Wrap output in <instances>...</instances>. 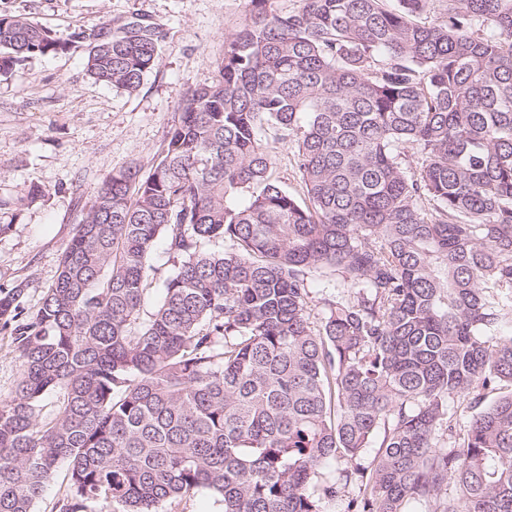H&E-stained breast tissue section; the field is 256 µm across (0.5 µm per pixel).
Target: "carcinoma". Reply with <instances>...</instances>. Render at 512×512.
I'll return each mask as SVG.
<instances>
[{
	"instance_id": "cac0c4a2",
	"label": "carcinoma",
	"mask_w": 512,
	"mask_h": 512,
	"mask_svg": "<svg viewBox=\"0 0 512 512\" xmlns=\"http://www.w3.org/2000/svg\"><path fill=\"white\" fill-rule=\"evenodd\" d=\"M431 2L247 0L216 78L186 93L147 176L102 183L37 311L0 289L21 362L0 400V512H34L63 464L59 512H174L201 491L223 512H326L355 476L344 512H512V391L444 439L453 397L512 387V0L418 21ZM159 41L134 22L102 35L88 73L133 93ZM67 48L0 14V72ZM269 131L299 198L273 178ZM324 270L347 293L316 330ZM269 145L276 158L274 176L289 192L302 195V185L295 165L293 148L286 141H273L272 134L267 135ZM334 280L335 277L333 275L328 271H324L323 273H316L311 283L308 307L311 313V322L314 323L317 329L321 325L325 314L324 298L336 292V288H326L329 284H333Z\"/></svg>"
}]
</instances>
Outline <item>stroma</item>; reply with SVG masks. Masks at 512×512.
Listing matches in <instances>:
<instances>
[{"label":"stroma","mask_w":512,"mask_h":512,"mask_svg":"<svg viewBox=\"0 0 512 512\" xmlns=\"http://www.w3.org/2000/svg\"><path fill=\"white\" fill-rule=\"evenodd\" d=\"M246 0H0L67 36L70 47L0 73V288L25 284L36 309L58 259L86 218L103 180L134 167L148 175L188 90L213 80L224 40L243 22ZM142 21L160 31L159 63L127 93L91 79L99 30ZM44 194L30 198L32 186Z\"/></svg>","instance_id":"obj_1"}]
</instances>
